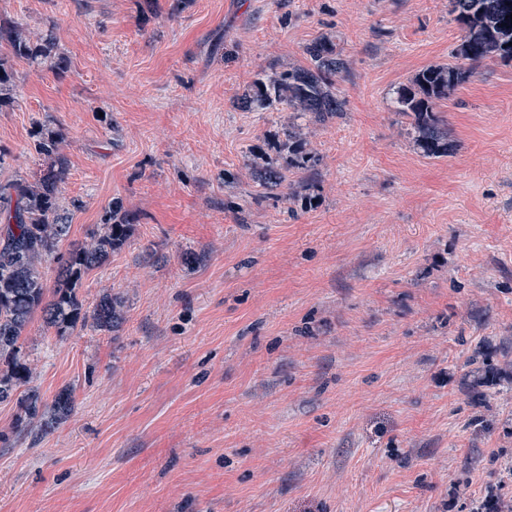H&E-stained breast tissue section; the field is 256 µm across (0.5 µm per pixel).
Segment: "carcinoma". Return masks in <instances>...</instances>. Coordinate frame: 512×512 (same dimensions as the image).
I'll return each mask as SVG.
<instances>
[{"instance_id":"carcinoma-1","label":"carcinoma","mask_w":512,"mask_h":512,"mask_svg":"<svg viewBox=\"0 0 512 512\" xmlns=\"http://www.w3.org/2000/svg\"><path fill=\"white\" fill-rule=\"evenodd\" d=\"M448 6L465 31L452 50L457 63L419 71L394 87L388 98L390 106L411 119V142L428 158L444 157L452 151L440 106L469 80L472 66L485 61L512 64V0H448ZM0 43L10 47V54L0 55V109L17 98L12 59H24L58 76L67 71L66 58L51 28L31 37L21 25L0 22ZM304 54L308 65L263 72L236 102L248 112L288 113L285 140L278 150L285 153L286 169L297 171L313 170L320 164L321 157L303 126L311 120L324 122L343 116L345 102L336 93V77L348 71V61L332 35L307 44ZM62 140L58 132H38L34 148L46 164L40 178L34 183L15 179L0 184V200L8 204L0 218V403L17 399L29 420L39 415L40 395L29 390L19 396L17 391L33 375L20 348L34 314L41 313L44 324L59 335L88 322L101 332H111L123 320L120 296L106 294L90 310L79 297L84 275L102 266L127 241L129 222L121 202L111 203L102 227L89 240L65 257L58 253L71 228L58 196L59 186L69 174L68 161L59 152ZM251 171L261 187L286 181L285 174L263 155L255 157ZM51 259L59 267L49 289L43 262ZM72 410L70 393H59L52 404L53 418L63 419Z\"/></svg>"}]
</instances>
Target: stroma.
Wrapping results in <instances>:
<instances>
[{
    "instance_id": "obj_1",
    "label": "stroma",
    "mask_w": 512,
    "mask_h": 512,
    "mask_svg": "<svg viewBox=\"0 0 512 512\" xmlns=\"http://www.w3.org/2000/svg\"><path fill=\"white\" fill-rule=\"evenodd\" d=\"M172 5L0 0L68 59L60 77L15 61L0 183L35 180V136L57 131L61 252L113 200L130 219L81 288L88 309L123 296L121 327L27 328L31 388L75 407L36 440L0 404V512H471L512 494L494 459L512 392L464 379L477 349L512 370V66H475L441 108L455 150L429 159L387 96L451 62L448 0ZM326 34L345 114L309 125L318 170L259 187L247 153L272 152L279 115L234 101Z\"/></svg>"
}]
</instances>
